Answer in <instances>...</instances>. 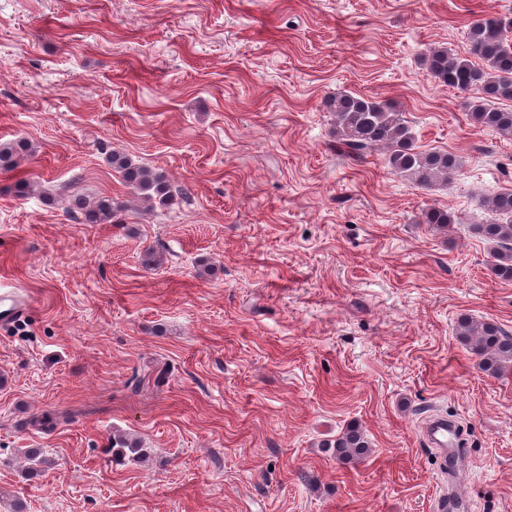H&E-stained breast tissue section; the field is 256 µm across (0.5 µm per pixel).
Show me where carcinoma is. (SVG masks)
<instances>
[{"label": "carcinoma", "instance_id": "carcinoma-1", "mask_svg": "<svg viewBox=\"0 0 512 512\" xmlns=\"http://www.w3.org/2000/svg\"><path fill=\"white\" fill-rule=\"evenodd\" d=\"M512 18L483 16L469 24L468 51L464 54L446 47H434L427 53L426 64L440 84L473 94L469 102L471 122L483 129L512 139V110L497 106L501 100L512 101ZM482 61L477 65L470 60ZM327 105L334 115L336 136L355 152L381 147L388 167L413 184L430 188L446 181L461 166L458 156L440 151H420L401 113L383 101L361 95L338 93ZM27 152L20 142L0 144V167L11 171ZM112 170L145 199L167 205L173 200L171 185L164 171L135 164L120 151L107 158ZM491 219L472 226L473 232L494 246L492 273L503 282H512V190L499 192L485 201ZM72 209L87 224H114L125 205L108 197L76 198ZM422 223L446 226L455 223L444 209L430 207L422 214ZM458 336L482 357L483 370L494 375L502 362L512 359V333L491 322L474 323L463 319ZM339 459H350L370 448L366 435L349 428L328 444Z\"/></svg>", "mask_w": 512, "mask_h": 512}]
</instances>
